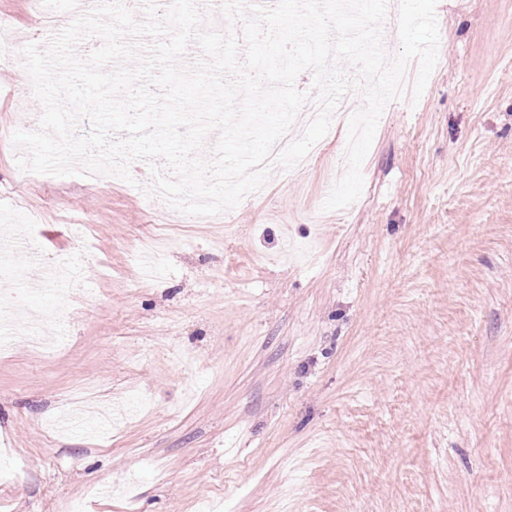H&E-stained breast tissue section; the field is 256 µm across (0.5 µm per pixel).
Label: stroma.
Masks as SVG:
<instances>
[{
  "label": "stroma",
  "mask_w": 512,
  "mask_h": 512,
  "mask_svg": "<svg viewBox=\"0 0 512 512\" xmlns=\"http://www.w3.org/2000/svg\"><path fill=\"white\" fill-rule=\"evenodd\" d=\"M0 254L83 265L23 295L68 341L0 355V512H512V0H438V63L391 101L346 208L333 127L214 224L150 216L148 176L21 170L46 47L0 0ZM166 246L150 267L139 238ZM18 252L24 253L27 257L29 265L39 273H42L40 263L33 261L32 258H38L43 265L50 267L53 271L52 280L56 283L60 284V288H66L72 286L76 282L79 281V276L77 273L80 271V267L70 265L71 268L63 265L57 264H49L41 254H39L36 250L29 248L27 244L22 240V249L19 248ZM75 271V272H74Z\"/></svg>",
  "instance_id": "stroma-1"
}]
</instances>
